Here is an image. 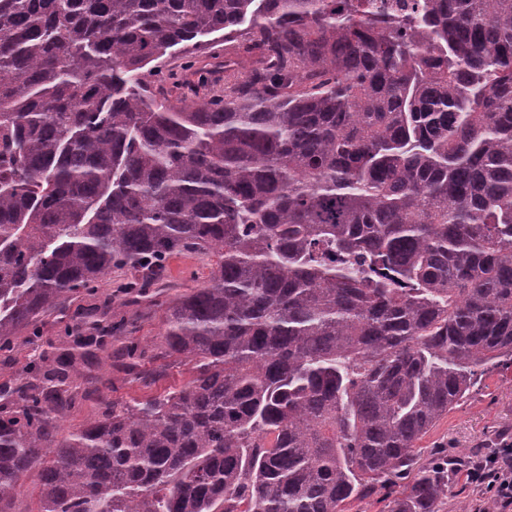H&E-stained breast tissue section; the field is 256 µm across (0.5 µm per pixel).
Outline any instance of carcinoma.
Instances as JSON below:
<instances>
[{
  "label": "carcinoma",
  "instance_id": "1",
  "mask_svg": "<svg viewBox=\"0 0 512 512\" xmlns=\"http://www.w3.org/2000/svg\"><path fill=\"white\" fill-rule=\"evenodd\" d=\"M182 254L192 378L64 433ZM505 364L512 0H0V512H439L417 442ZM170 270L172 288L156 298L159 302H164L175 294L196 286L209 274V267L206 263L193 255L180 256L170 260Z\"/></svg>",
  "mask_w": 512,
  "mask_h": 512
}]
</instances>
